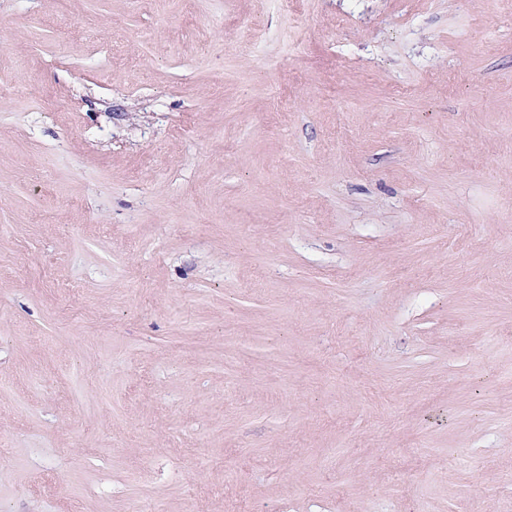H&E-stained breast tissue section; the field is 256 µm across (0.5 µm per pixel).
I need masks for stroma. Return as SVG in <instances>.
I'll list each match as a JSON object with an SVG mask.
<instances>
[{"label":"stroma","mask_w":512,"mask_h":512,"mask_svg":"<svg viewBox=\"0 0 512 512\" xmlns=\"http://www.w3.org/2000/svg\"><path fill=\"white\" fill-rule=\"evenodd\" d=\"M0 512H512V0H0Z\"/></svg>","instance_id":"obj_1"}]
</instances>
